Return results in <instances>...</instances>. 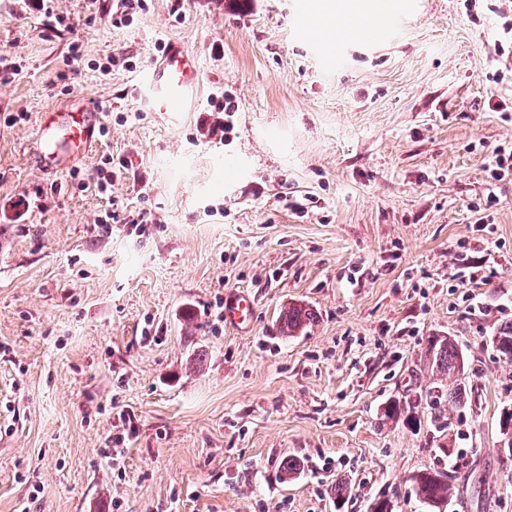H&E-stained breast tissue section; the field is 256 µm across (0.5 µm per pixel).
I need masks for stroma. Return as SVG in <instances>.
<instances>
[{"label": "stroma", "mask_w": 512, "mask_h": 512, "mask_svg": "<svg viewBox=\"0 0 512 512\" xmlns=\"http://www.w3.org/2000/svg\"><path fill=\"white\" fill-rule=\"evenodd\" d=\"M147 4L116 24L113 0H0V512H438L412 490L425 468L459 489L439 512H512V362L490 342L512 319V175L485 169L512 145L490 107L512 102L493 51L512 0H372L403 23L346 39L305 0ZM170 41L203 66L172 119L139 91ZM77 95L107 131L51 186L36 117ZM230 289L255 299L246 331L224 324ZM289 305L315 314L293 337ZM431 336L464 355L465 407ZM413 373L431 401L386 418ZM426 356L431 363L433 372L436 371L440 376L450 375L459 376L460 354L458 347L453 340L447 336H431Z\"/></svg>", "instance_id": "1"}]
</instances>
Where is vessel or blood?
I'll return each mask as SVG.
<instances>
[{
    "label": "vessel or blood",
    "mask_w": 512,
    "mask_h": 512,
    "mask_svg": "<svg viewBox=\"0 0 512 512\" xmlns=\"http://www.w3.org/2000/svg\"><path fill=\"white\" fill-rule=\"evenodd\" d=\"M199 84L196 56L176 42L169 43L161 60L151 66L145 88L155 112H176L193 95ZM105 113L99 105L81 99L69 107L42 114L37 122L33 158L40 171L49 177L70 168L93 143L104 123ZM254 301L241 290L225 292L224 323L237 330L246 329Z\"/></svg>",
    "instance_id": "vessel-or-blood-1"
}]
</instances>
